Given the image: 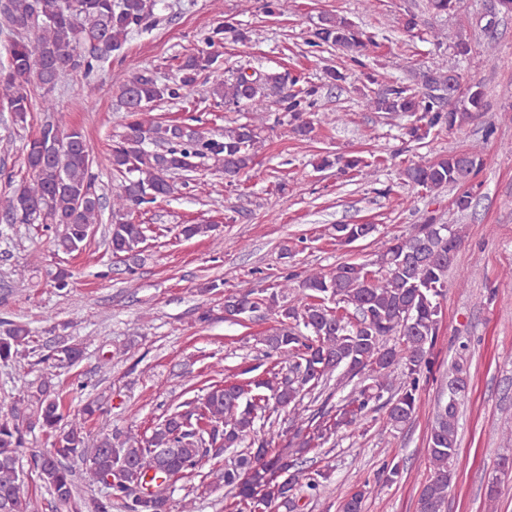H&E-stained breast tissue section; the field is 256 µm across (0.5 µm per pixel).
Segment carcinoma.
<instances>
[{
  "label": "carcinoma",
  "instance_id": "obj_1",
  "mask_svg": "<svg viewBox=\"0 0 512 512\" xmlns=\"http://www.w3.org/2000/svg\"><path fill=\"white\" fill-rule=\"evenodd\" d=\"M154 8L147 0H0V15L14 35L7 63L0 65V106L14 122H26L35 108L30 86L51 90L66 75L93 74L121 48L128 34L157 22ZM226 32L246 38L226 22L205 35L204 42L213 47ZM308 44L333 45L359 66L377 46L375 36L332 14L320 17ZM218 61L216 52L189 53L169 83L161 84L153 72L143 70L120 86L118 101L127 132L112 143V170L120 176V184L109 205L97 191L82 131L46 123L25 146L30 179L0 197V217L8 224L56 225L57 248L71 254L84 250L93 225L108 207L112 212L108 248L113 256L137 264L147 227L135 222L134 213L174 193V176L195 171L202 159L220 164L226 176H236L253 163L258 144L253 123L226 127L217 136L185 122L164 123L149 116L153 103L190 95L203 74L217 69ZM419 81L421 91L408 83L393 84L367 98L366 106L416 117L405 131L411 141L425 139L436 127L461 126L483 110L484 92L478 81L464 95L450 94L448 70L435 63L419 73ZM284 82L280 73L240 74L215 79L211 93L227 108L277 96L281 109L294 121L293 131L306 135L311 123L302 116L317 108L319 88L293 77L291 84L297 90L284 95ZM481 154L477 145L453 151L407 167L404 176L428 190L463 187L480 168ZM438 228L429 216L414 234L387 247L375 261L340 263L326 274L306 275L299 281L297 302L281 309L280 327L263 338L269 350L287 356L285 365L245 384L210 386L203 396L167 414L148 437L104 435L93 447H86L83 423L64 421L62 398L49 383H42L0 417V512H28L19 468L25 427H39L54 437L51 447L34 455L32 463L59 505L73 497L68 462L82 460L89 463L93 479L110 487L108 498L93 502V512H112L114 499L126 512H169L166 489L144 490L147 467L163 471L167 483L193 473L210 456L245 447L247 451L224 464V487L231 499L225 512H297L295 491L317 489L328 472L297 469L283 454L268 457L279 411L296 412L307 398L322 401V408L307 417L306 426L293 427L288 446L291 454L299 456L323 447L343 429L357 428L373 408L386 410L387 423L396 430L417 413L419 378L439 333L441 300L460 244L459 230L450 226L439 233ZM329 297L336 300V307L325 305ZM277 304L275 292L260 297L247 290L224 296V311L238 317ZM391 336L397 337L392 345ZM30 342L25 325L7 323L0 332V359H10ZM82 357L79 344L63 339L43 362L56 368ZM397 369L403 381L395 387L391 374ZM337 371L338 382L351 383L353 388L329 411L333 393L327 391V384ZM468 388L467 372L454 365L448 377V400L439 402L428 438L430 475L420 491L419 512H442L448 498L460 408ZM366 495L364 487L354 491L341 512H362Z\"/></svg>",
  "mask_w": 512,
  "mask_h": 512
}]
</instances>
